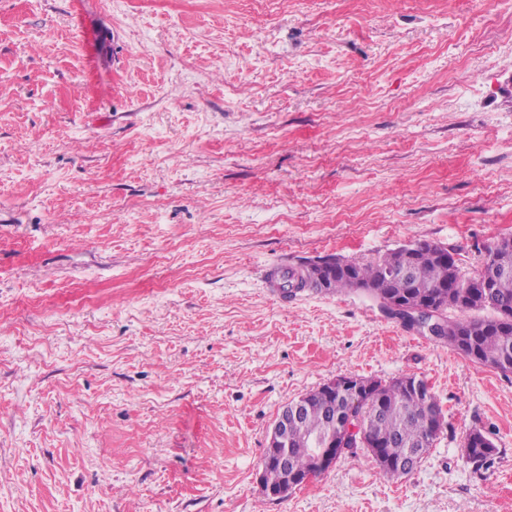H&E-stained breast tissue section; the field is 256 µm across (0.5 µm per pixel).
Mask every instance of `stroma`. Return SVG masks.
I'll return each instance as SVG.
<instances>
[{
  "instance_id": "obj_1",
  "label": "stroma",
  "mask_w": 512,
  "mask_h": 512,
  "mask_svg": "<svg viewBox=\"0 0 512 512\" xmlns=\"http://www.w3.org/2000/svg\"><path fill=\"white\" fill-rule=\"evenodd\" d=\"M510 235L512 0H0V512H512V374L265 282ZM343 375L427 381L429 453L264 496ZM500 454L492 440L481 430L473 429L467 434L463 445V457L473 473L478 474L491 467Z\"/></svg>"
}]
</instances>
